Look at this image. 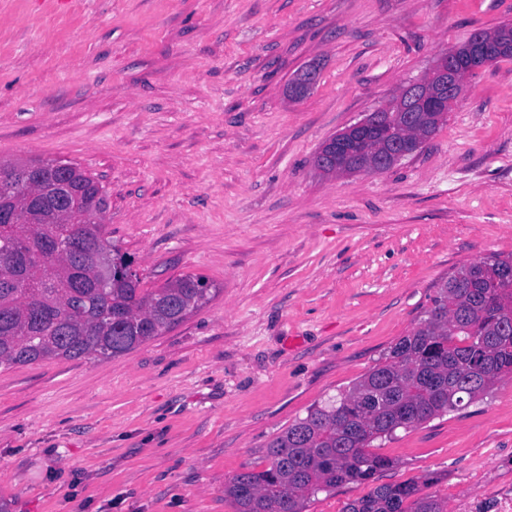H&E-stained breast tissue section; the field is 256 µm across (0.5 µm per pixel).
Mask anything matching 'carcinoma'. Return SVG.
I'll return each instance as SVG.
<instances>
[{
  "instance_id": "obj_1",
  "label": "carcinoma",
  "mask_w": 512,
  "mask_h": 512,
  "mask_svg": "<svg viewBox=\"0 0 512 512\" xmlns=\"http://www.w3.org/2000/svg\"><path fill=\"white\" fill-rule=\"evenodd\" d=\"M491 64L512 23L483 33ZM23 173L0 163V209L24 220L0 224V368L51 359L107 360L179 325L219 293L201 276L141 287L131 262L108 236V196L79 169L71 206L28 204ZM65 237L77 257L56 252ZM512 376V256L462 266L443 281L416 329L400 338L349 389L314 405L267 444L269 463L225 487L235 512H306L310 498L344 484L371 486L342 512H444L415 481L379 484L392 461L369 452L377 440L415 428L491 394Z\"/></svg>"
}]
</instances>
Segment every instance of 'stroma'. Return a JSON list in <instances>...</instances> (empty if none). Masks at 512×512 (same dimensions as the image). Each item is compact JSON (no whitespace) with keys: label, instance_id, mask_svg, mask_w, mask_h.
<instances>
[{"label":"stroma","instance_id":"obj_1","mask_svg":"<svg viewBox=\"0 0 512 512\" xmlns=\"http://www.w3.org/2000/svg\"><path fill=\"white\" fill-rule=\"evenodd\" d=\"M508 22L512 0H0V160L78 164L143 287L219 290L124 355L0 371V512H235L225 484L274 435L366 375L451 272L512 255V59L392 169L314 166ZM379 452L380 482L444 504L475 492L480 452L511 489L512 378ZM367 113L358 122L348 126L338 137L330 138L323 145V164L332 167L335 171L346 170L345 156L349 146L364 140L375 126V119Z\"/></svg>","mask_w":512,"mask_h":512}]
</instances>
